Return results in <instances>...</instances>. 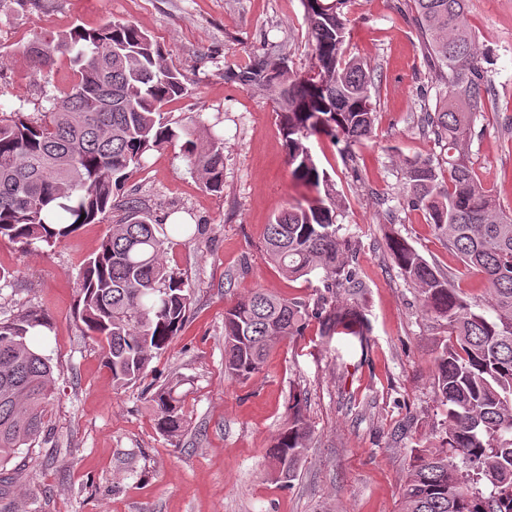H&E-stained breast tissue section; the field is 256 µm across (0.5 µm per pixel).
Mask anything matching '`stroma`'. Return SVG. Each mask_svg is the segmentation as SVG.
<instances>
[{"label":"stroma","instance_id":"stroma-1","mask_svg":"<svg viewBox=\"0 0 512 512\" xmlns=\"http://www.w3.org/2000/svg\"><path fill=\"white\" fill-rule=\"evenodd\" d=\"M344 11L348 51L373 80L374 137L348 156L324 136L309 146L345 197L336 221L356 243L364 335L330 336L310 320L242 382L224 374L225 309L259 288L310 306L321 290L318 275L286 279L262 251L274 216L314 192L290 176L266 92L224 74L280 44L293 70H307L313 58L301 0H0V110L41 117L47 97L74 82L65 56L32 74L20 48L33 33L129 22L186 77L187 94L163 109L171 126L194 115L224 136L221 191L198 182L176 143L151 151L124 187L165 224L208 229L201 241L176 237L168 247L169 267L192 289L191 309L135 385L113 388L100 342L75 313L79 269L108 222L82 225L51 246L0 239V267L14 274L0 289V319L38 307L53 323L43 348L53 357L55 389L47 438L27 469L29 512H400L414 449L434 446L442 429L433 360L449 336L446 321L424 311L387 242L406 238L475 304L484 301L482 277L402 196L403 162L442 153L424 117L445 92L409 0H347ZM466 18L491 80L468 153L512 212V0H467ZM171 378L184 396L186 427L177 438L157 430L148 393ZM293 388L306 398L312 436L294 477L283 479L266 450L288 419Z\"/></svg>","mask_w":512,"mask_h":512}]
</instances>
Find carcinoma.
I'll list each match as a JSON object with an SVG mask.
<instances>
[{
	"label": "carcinoma",
	"mask_w": 512,
	"mask_h": 512,
	"mask_svg": "<svg viewBox=\"0 0 512 512\" xmlns=\"http://www.w3.org/2000/svg\"><path fill=\"white\" fill-rule=\"evenodd\" d=\"M346 0H302L314 62L297 72L281 48L252 58L227 80L256 86L276 104L292 179L316 191L267 225L264 250L281 274L300 278L319 270L323 288L352 296L362 289L350 264L349 243L339 235L341 200L321 169L309 140L371 139L376 112L372 80L348 57ZM467 0H412V20L437 77L447 91L427 122L442 142L441 160H414L405 170L404 201L422 210L461 262L483 278L487 308L468 302L451 275L429 263L407 240L389 241L393 262L418 290L425 310L447 321L452 341L436 359L433 387L446 407L438 445L416 450L402 488L401 512H512V215L476 173L464 137L488 90V70L466 20ZM34 72L69 55L76 77L60 96L46 97L49 120L17 109L0 111V238L26 246L53 245L114 207L124 215L83 265L77 315L105 349L116 387L135 384L152 360L181 331L192 303L191 288L169 269L162 224L127 198L116 204L147 154L180 138L203 186H224V139L198 133L195 120L180 129L162 107L186 93L183 75L160 45L132 23L74 28L49 38L34 34L21 48ZM173 233L194 242L206 225L175 224ZM341 333L361 313L352 301L327 309L263 291L224 312V374L247 381L258 374L276 344L303 333L309 318ZM48 315L32 308L0 319V498L18 486L22 467L11 462L45 432L54 383L52 358L33 342L52 330ZM179 381L150 396L158 430H184ZM288 423L267 449L270 464L287 479L307 449L311 425L297 393L288 401Z\"/></svg>",
	"instance_id": "1"
}]
</instances>
